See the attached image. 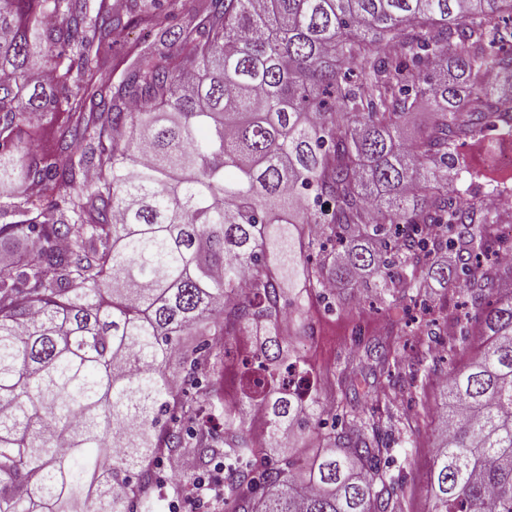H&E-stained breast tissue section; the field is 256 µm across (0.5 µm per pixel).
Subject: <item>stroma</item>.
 <instances>
[{
	"label": "stroma",
	"mask_w": 512,
	"mask_h": 512,
	"mask_svg": "<svg viewBox=\"0 0 512 512\" xmlns=\"http://www.w3.org/2000/svg\"><path fill=\"white\" fill-rule=\"evenodd\" d=\"M486 142V134L481 133L459 142L454 152L460 187L465 190L467 199L476 204L490 195H512V174L490 163ZM461 285V279L455 277L448 283L434 284L424 296L408 304L406 334L391 350L392 356L405 358L406 363L392 376L379 375L378 364L365 354L367 348L384 342L386 313L372 298L363 306H355L351 289H337L338 303L332 313L325 312L323 302L310 299L307 305L309 331L296 340L301 355L321 383L334 381L339 373H346L355 386L352 400L362 416L379 421L381 434L391 447L390 472L398 480L402 512H429L431 508L425 486L437 445L436 411L441 403L435 388L423 399L410 394L407 362L424 343L430 345L433 352L443 355L442 369H452L453 363L446 355L449 344L465 346L462 323L451 325L449 333L435 336L429 334L421 311L429 307L439 317L449 308L460 315L466 313L467 296ZM373 379L380 380L389 389L392 400L388 406L377 407L368 394L366 383Z\"/></svg>",
	"instance_id": "stroma-1"
}]
</instances>
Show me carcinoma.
I'll list each match as a JSON object with an SVG mask.
<instances>
[{
  "instance_id": "obj_1",
  "label": "carcinoma",
  "mask_w": 512,
  "mask_h": 512,
  "mask_svg": "<svg viewBox=\"0 0 512 512\" xmlns=\"http://www.w3.org/2000/svg\"><path fill=\"white\" fill-rule=\"evenodd\" d=\"M133 23L154 40L110 55ZM486 128L492 157L512 139V0H199L176 28L0 0V239L32 243L0 265V512H152L160 464L186 454L224 463V512H399L345 377L322 431L285 284L393 310L448 283L450 246L480 311L443 375L427 492L432 512H512V257L481 266L497 221L448 189ZM401 335L390 321L382 368ZM430 355L410 364L423 390ZM433 120V107L427 99L421 101L415 112L405 122L404 138L411 140L421 129L430 125Z\"/></svg>"
}]
</instances>
